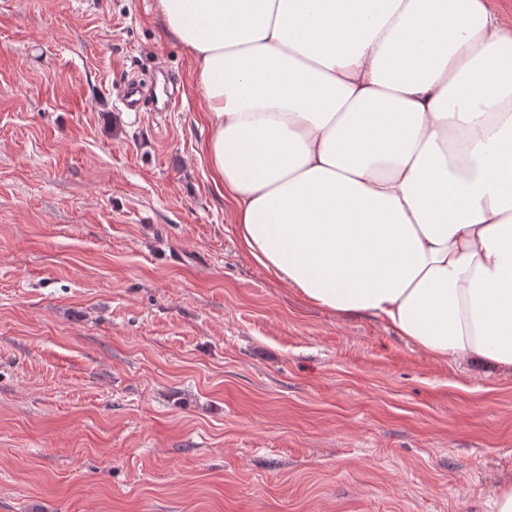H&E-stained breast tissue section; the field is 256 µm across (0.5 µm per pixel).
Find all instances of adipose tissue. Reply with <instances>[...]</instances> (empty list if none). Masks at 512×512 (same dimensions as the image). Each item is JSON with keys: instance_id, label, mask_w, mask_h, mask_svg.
<instances>
[{"instance_id": "1", "label": "adipose tissue", "mask_w": 512, "mask_h": 512, "mask_svg": "<svg viewBox=\"0 0 512 512\" xmlns=\"http://www.w3.org/2000/svg\"><path fill=\"white\" fill-rule=\"evenodd\" d=\"M245 251L306 304L512 372L499 0H158Z\"/></svg>"}]
</instances>
